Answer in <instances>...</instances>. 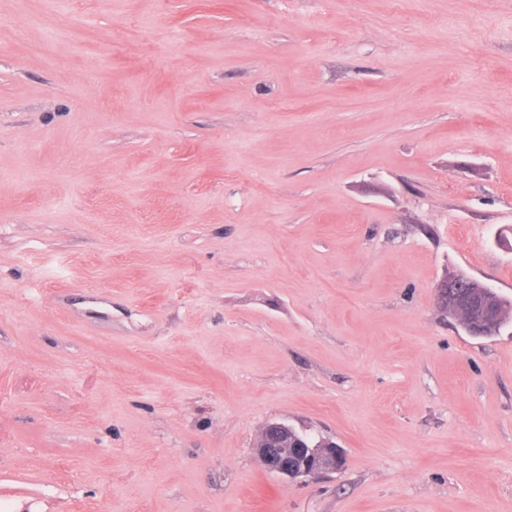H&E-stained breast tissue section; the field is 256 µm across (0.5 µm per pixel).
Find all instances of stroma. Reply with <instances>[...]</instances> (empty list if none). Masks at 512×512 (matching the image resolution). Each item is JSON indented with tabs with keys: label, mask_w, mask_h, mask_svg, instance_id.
I'll list each match as a JSON object with an SVG mask.
<instances>
[{
	"label": "stroma",
	"mask_w": 512,
	"mask_h": 512,
	"mask_svg": "<svg viewBox=\"0 0 512 512\" xmlns=\"http://www.w3.org/2000/svg\"><path fill=\"white\" fill-rule=\"evenodd\" d=\"M452 270L512 296V0H0L12 512H512ZM253 448L265 468L292 481L336 471L340 454L335 443L299 434L292 426L277 421L262 428Z\"/></svg>",
	"instance_id": "stroma-1"
}]
</instances>
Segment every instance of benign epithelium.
I'll return each mask as SVG.
<instances>
[{
    "label": "benign epithelium",
    "instance_id": "benign-epithelium-1",
    "mask_svg": "<svg viewBox=\"0 0 512 512\" xmlns=\"http://www.w3.org/2000/svg\"><path fill=\"white\" fill-rule=\"evenodd\" d=\"M442 307L448 317H462L467 328L481 332L496 324L502 306L512 302L487 283L464 272L451 274L443 284ZM258 459L283 479L316 478L336 470V444L299 434L283 422H269L254 443Z\"/></svg>",
    "mask_w": 512,
    "mask_h": 512
}]
</instances>
